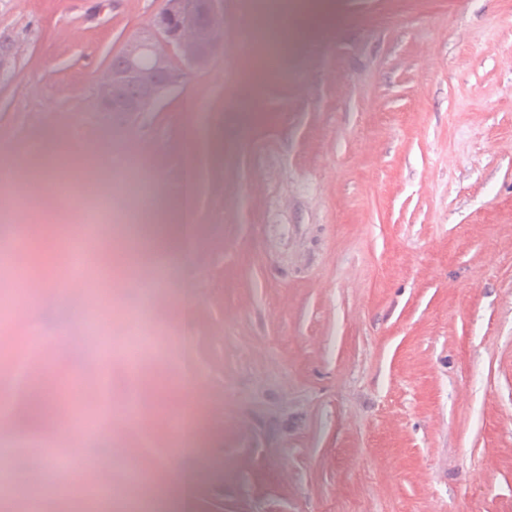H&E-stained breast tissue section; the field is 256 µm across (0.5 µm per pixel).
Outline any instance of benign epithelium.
<instances>
[{
    "instance_id": "1",
    "label": "benign epithelium",
    "mask_w": 512,
    "mask_h": 512,
    "mask_svg": "<svg viewBox=\"0 0 512 512\" xmlns=\"http://www.w3.org/2000/svg\"><path fill=\"white\" fill-rule=\"evenodd\" d=\"M223 44L218 0H163L153 28L129 41L101 76L100 111H147L185 86L186 70L208 67Z\"/></svg>"
}]
</instances>
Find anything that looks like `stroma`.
Here are the masks:
<instances>
[{
  "label": "stroma",
  "mask_w": 512,
  "mask_h": 512,
  "mask_svg": "<svg viewBox=\"0 0 512 512\" xmlns=\"http://www.w3.org/2000/svg\"><path fill=\"white\" fill-rule=\"evenodd\" d=\"M162 2L0 0V165L26 172L0 188V240L26 219L56 258L0 316V512H127L176 470L193 512H512V0H333L332 29L296 23L259 76L246 126L259 0H222L213 62L106 119L97 78ZM107 138L108 169L42 178L49 143L77 157ZM132 152L159 179L155 216L201 228L189 256L154 252L141 294L118 286L135 198L111 194L104 236L80 222L85 185L110 193ZM79 237L91 300L67 291ZM138 313L154 345L105 353L99 331Z\"/></svg>",
  "instance_id": "obj_1"
}]
</instances>
